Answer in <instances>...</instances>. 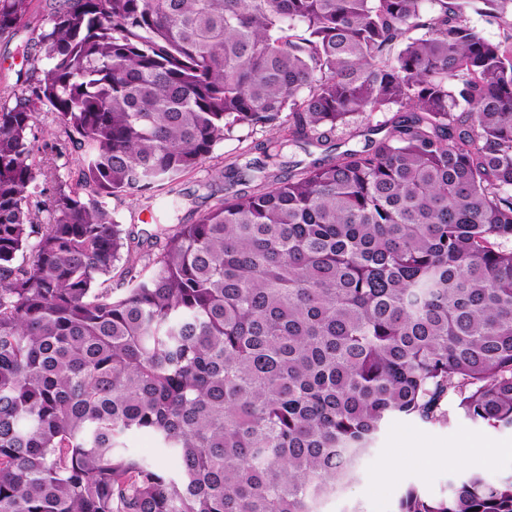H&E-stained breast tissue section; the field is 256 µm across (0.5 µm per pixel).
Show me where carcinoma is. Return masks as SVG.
<instances>
[{"mask_svg": "<svg viewBox=\"0 0 512 512\" xmlns=\"http://www.w3.org/2000/svg\"><path fill=\"white\" fill-rule=\"evenodd\" d=\"M467 4L49 0L0 88V512H320L392 420L512 427V0L497 40ZM242 126L196 219L124 250L112 200ZM475 507L512 477L396 512ZM127 448L131 454L147 462L168 465V460L159 452L156 442L150 434L130 435L127 438Z\"/></svg>", "mask_w": 512, "mask_h": 512, "instance_id": "carcinoma-1", "label": "carcinoma"}]
</instances>
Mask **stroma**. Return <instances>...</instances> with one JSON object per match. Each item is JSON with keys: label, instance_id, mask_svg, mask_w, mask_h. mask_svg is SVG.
<instances>
[{"label": "stroma", "instance_id": "1", "mask_svg": "<svg viewBox=\"0 0 512 512\" xmlns=\"http://www.w3.org/2000/svg\"><path fill=\"white\" fill-rule=\"evenodd\" d=\"M262 131L238 127L219 142L203 168L184 176L179 187L184 197L178 213L182 223L190 222L194 206L191 198L200 194V180L231 162L252 142L263 139ZM448 421L444 424H425L399 420L390 423L378 438L371 453L360 463L354 480L335 497L326 500L321 512H395L397 503L408 488H416L424 495L439 497L449 492L467 475L473 465L448 466L441 452L449 444H458L462 453L491 451L497 456L494 464L482 467V474L497 479L512 474V430L493 429L473 423L456 410L454 402H447ZM436 451V458H423L421 449ZM399 467L396 481L382 484L380 471L389 463Z\"/></svg>", "mask_w": 512, "mask_h": 512}]
</instances>
